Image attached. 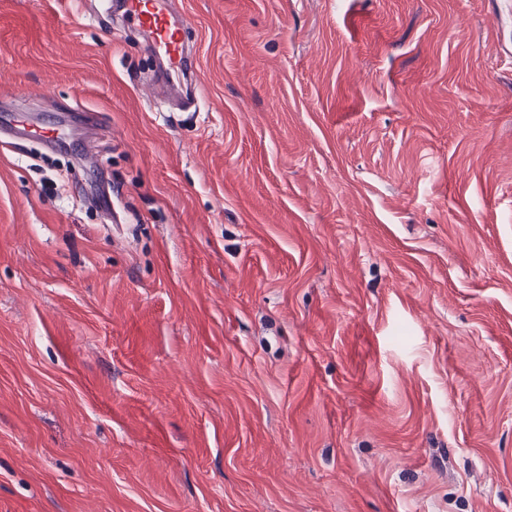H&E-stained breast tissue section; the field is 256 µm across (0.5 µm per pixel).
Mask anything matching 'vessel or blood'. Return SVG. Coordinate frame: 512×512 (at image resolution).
Returning a JSON list of instances; mask_svg holds the SVG:
<instances>
[{
	"label": "vessel or blood",
	"mask_w": 512,
	"mask_h": 512,
	"mask_svg": "<svg viewBox=\"0 0 512 512\" xmlns=\"http://www.w3.org/2000/svg\"><path fill=\"white\" fill-rule=\"evenodd\" d=\"M119 7L124 23L147 33L150 52L167 58V94L179 102H194L196 95L189 92L185 80L195 71L197 58L194 47L185 39L183 10L174 8L172 0H120Z\"/></svg>",
	"instance_id": "vessel-or-blood-1"
}]
</instances>
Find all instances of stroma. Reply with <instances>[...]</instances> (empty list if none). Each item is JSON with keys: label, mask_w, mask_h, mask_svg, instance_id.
I'll return each instance as SVG.
<instances>
[{"label": "stroma", "mask_w": 512, "mask_h": 512, "mask_svg": "<svg viewBox=\"0 0 512 512\" xmlns=\"http://www.w3.org/2000/svg\"><path fill=\"white\" fill-rule=\"evenodd\" d=\"M183 7L0 0V512H512V0ZM171 0H122L119 2L124 23L149 33V51L163 54L169 67L164 85L167 94L178 102L191 104L195 92L188 93L187 75L197 68L196 50L185 39L186 15L172 6Z\"/></svg>", "instance_id": "obj_1"}]
</instances>
